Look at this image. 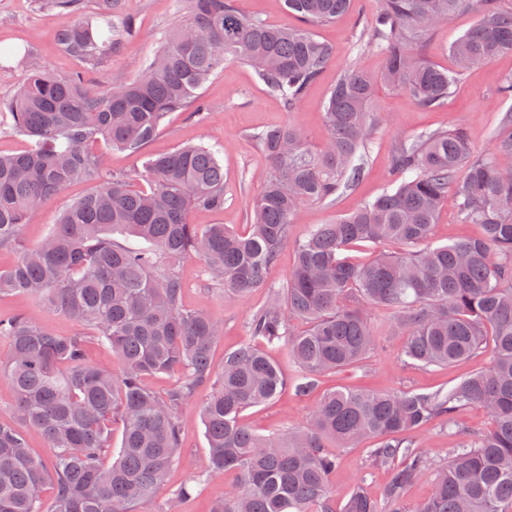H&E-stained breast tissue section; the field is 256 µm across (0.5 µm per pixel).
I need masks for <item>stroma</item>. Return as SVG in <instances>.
I'll return each mask as SVG.
<instances>
[{"mask_svg":"<svg viewBox=\"0 0 512 512\" xmlns=\"http://www.w3.org/2000/svg\"><path fill=\"white\" fill-rule=\"evenodd\" d=\"M96 8L97 0H82L79 15L72 16L41 7L38 0H0V48L7 52L6 57L0 58V65L6 69L5 76L0 77V101L10 98L16 88L27 81L34 64L60 75L85 73L87 81L102 90L112 88L116 79H132L181 18L176 0H123L121 10L134 18L136 32L122 40L102 63L92 66L62 52L56 33L76 19L93 17ZM374 12L373 0H357L353 11L316 28V35L333 47L334 54L321 79L305 92L293 110H286L279 99L266 93L249 66L230 62L202 90L207 105L204 120L192 119L188 113L180 111L167 116L155 138L146 145V153L164 154L187 143H203L222 150L224 208L191 211L189 223L221 224L239 233L247 231L251 204L262 193L270 171V163L257 139L262 131L277 126L296 128L303 133L312 152L320 151L326 138L324 107L337 76L354 64L373 73L384 65L383 54L366 47L363 41V33L370 27ZM478 20L476 13L465 11L450 25L436 29L422 44V58L451 67L449 45ZM511 74L512 56L500 57L462 76L451 97L434 107L420 106L404 92L379 87L372 107L381 113L383 121L358 159L361 168L358 179L331 199L303 204L294 213L288 241L270 273V285L278 286L286 281L294 266L295 243L312 225L332 223L338 216L379 196L395 181L392 159L400 143L461 127L467 131L475 153L493 152L500 121L505 111L512 108V101H500L496 90L501 79ZM92 187V182L76 181L47 199L37 220L22 225L20 243L26 246L41 240L56 223L60 212ZM481 235L479 225L461 222L457 201L451 196L437 217L430 242L438 246ZM179 268L185 284L186 308L205 309L224 327L222 337L211 349L214 367H222L225 352L251 343L248 322L265 302L267 291L259 288L242 297L225 295L213 289L202 262L192 255L181 259ZM0 312L30 313L44 330L58 336L87 333L81 323L42 309L27 295L0 297ZM372 318L381 344L364 366L319 376L315 389L304 396L296 394L294 388H286L273 401L245 410L241 415L242 423L260 435L304 425L323 393L337 386L368 387L380 392L445 391L465 376L487 368L493 360V352L487 348L476 357L447 366L422 368L409 364L402 356L405 335L394 325L391 312L376 308ZM207 396V391H200L181 411L183 431L179 461L162 489L167 495L188 488L182 512H210L236 481L232 473L211 478L205 475L208 444L201 409ZM387 478V471L370 465L368 445L363 442L355 448L339 449L330 482L337 501L341 502L356 484L362 485L373 498H380Z\"/></svg>","mask_w":512,"mask_h":512,"instance_id":"35a3bbf8","label":"stroma"}]
</instances>
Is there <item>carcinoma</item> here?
<instances>
[{"instance_id": "cac0c4a2", "label": "carcinoma", "mask_w": 512, "mask_h": 512, "mask_svg": "<svg viewBox=\"0 0 512 512\" xmlns=\"http://www.w3.org/2000/svg\"><path fill=\"white\" fill-rule=\"evenodd\" d=\"M369 44L385 56L377 75L356 65L336 79L324 112V149L311 152L291 127L259 135L270 162L263 193L252 204L249 231L187 222L191 208L224 209V167L214 146L185 145L144 156L151 189L132 188L112 173L101 141L140 153L171 112L201 121L204 84L224 64L251 67L266 91L293 108L334 54L314 29L351 12L355 0H285L301 26H272L244 14L236 0H179L185 20L133 80L98 94L79 74L38 70L4 103L13 130L35 148L0 154V247L18 242L42 203L70 183H97L63 210L33 247L0 272V296L25 294L44 308L94 330L121 360V371L95 363L81 336H52L24 313L0 314V339L10 350L0 377L14 390L13 417L0 420V512H40L39 492L55 489L54 512H135L157 499L178 462L181 409L212 387L202 406L208 442L207 475L232 470L239 482L214 512H402L408 491L424 477L429 496L414 512H512V131L495 150L475 154L462 128L402 144L393 164L400 179L376 199L332 224H315L296 243L288 279L270 290L251 316L250 336L285 347L304 395L323 373L354 368L379 345L372 308L392 310L407 329L403 356L419 366L468 360L492 342L490 368L450 390L382 393L338 387L327 392L306 426L262 436L240 420L243 411L288 387L277 365L247 344L210 358L222 335L203 310L184 307L179 261L194 255L224 293L245 296L263 287L288 239L293 213L324 202L360 174L354 160L379 119L370 108L377 84L409 95L423 107L451 94L459 76L512 55V10L501 0H375ZM464 10L479 22L449 47L455 68L423 60L419 44ZM117 0H99L95 20L60 29L57 44L91 65L135 33L132 17L114 23ZM482 238L430 244L448 192ZM121 233L149 244L121 242ZM395 242L396 254L358 265L345 255L360 243ZM307 328L294 331L292 319ZM180 373L176 386L154 392L147 380ZM481 409L491 428L464 430L457 414ZM444 418L457 439L448 462L434 468L409 435ZM122 438L112 444V424ZM36 429L54 451L52 469L35 458L23 427ZM373 439L370 462L389 470L381 500L355 486L336 503L329 477L336 455ZM179 490L152 512H179Z\"/></svg>"}]
</instances>
